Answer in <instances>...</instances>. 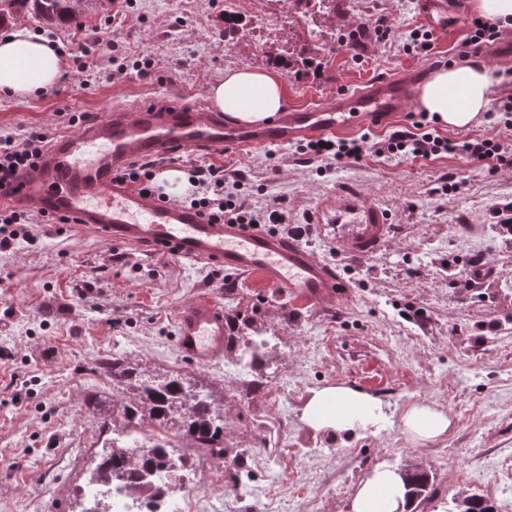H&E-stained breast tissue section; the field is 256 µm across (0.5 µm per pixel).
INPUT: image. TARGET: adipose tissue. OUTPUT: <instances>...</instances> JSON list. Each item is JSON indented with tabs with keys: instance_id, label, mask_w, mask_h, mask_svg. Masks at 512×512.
Wrapping results in <instances>:
<instances>
[{
	"instance_id": "obj_1",
	"label": "adipose tissue",
	"mask_w": 512,
	"mask_h": 512,
	"mask_svg": "<svg viewBox=\"0 0 512 512\" xmlns=\"http://www.w3.org/2000/svg\"><path fill=\"white\" fill-rule=\"evenodd\" d=\"M64 72L62 54L47 38L32 33L23 22L0 36V92L31 96L54 86ZM501 81L484 63L451 66L434 72L423 84L422 108L438 122L466 128L490 108L492 92ZM214 106L239 122L259 124L281 111L284 90L278 76L265 69L225 72L210 88ZM301 418L317 432L358 433L380 430L387 421L385 406L370 394L346 385H327L307 397ZM403 432L416 443L447 433L448 413L429 404H415L401 417ZM406 486L397 468L381 466L360 483L348 512H408Z\"/></svg>"
}]
</instances>
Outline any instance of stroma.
I'll return each mask as SVG.
<instances>
[{
	"label": "stroma",
	"mask_w": 512,
	"mask_h": 512,
	"mask_svg": "<svg viewBox=\"0 0 512 512\" xmlns=\"http://www.w3.org/2000/svg\"><path fill=\"white\" fill-rule=\"evenodd\" d=\"M80 24L46 30L32 12L17 13L32 32L50 34L74 52L98 38L105 50L90 69L23 98L0 94V131L41 126L68 132L65 112L96 117L104 100L135 104L178 97L203 104L226 70L262 68L261 43L236 47L224 35V0H72ZM251 29H302L280 0H238ZM418 0H354L352 18L386 15L393 38L359 50L328 46L329 66L279 70L285 108L352 92L406 69L435 72L461 65L469 10L433 34L432 50L407 46L419 28ZM97 36H90V29ZM154 57L149 75L132 65ZM126 77L114 79L117 66ZM213 163L237 170L258 203L279 200L292 224H307L306 243L346 281L342 301L314 306L278 295L255 275L163 258L111 245L66 224H34L28 239L0 251V512H86L89 463L107 436L94 407L128 400L105 364L120 357L152 373L182 372L224 399V453L197 454L195 490L222 512L226 495L238 512H346L359 483L376 466L427 470L437 490L412 512H448L477 494L491 512H512V276L465 286L468 258L486 252L512 269V246L494 227L512 204V168L475 171L460 156L413 162L372 157L319 172L298 145L185 153L165 169L170 199L188 192L184 170ZM455 174L458 187L444 191ZM384 228L366 255L347 238L367 210ZM206 298L227 319L248 318L270 336V361L241 389L227 361L199 365L176 347V312ZM425 320H413L416 310ZM344 384L380 398L388 421L378 432H315L301 420L311 390ZM448 412V433L411 442L401 417L412 405ZM223 473V484L213 476Z\"/></svg>",
	"instance_id": "35a3bbf8"
}]
</instances>
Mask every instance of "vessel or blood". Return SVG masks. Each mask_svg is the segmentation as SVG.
<instances>
[{
    "instance_id": "vessel-or-blood-1",
    "label": "vessel or blood",
    "mask_w": 512,
    "mask_h": 512,
    "mask_svg": "<svg viewBox=\"0 0 512 512\" xmlns=\"http://www.w3.org/2000/svg\"><path fill=\"white\" fill-rule=\"evenodd\" d=\"M458 0H420L419 20L445 30ZM421 69L377 78L330 102L290 108L273 122L246 126L208 106L170 102L109 106L101 118L56 136L44 160L0 189V207L23 205L65 216L104 241L156 255L256 274L276 293L309 304H328L344 285L335 269L300 241L245 224L209 223L196 209L161 200L115 178L117 169L186 151L251 149L296 144L388 123L415 99ZM224 310L209 300L183 306L177 317L179 351L195 362L223 359Z\"/></svg>"
}]
</instances>
